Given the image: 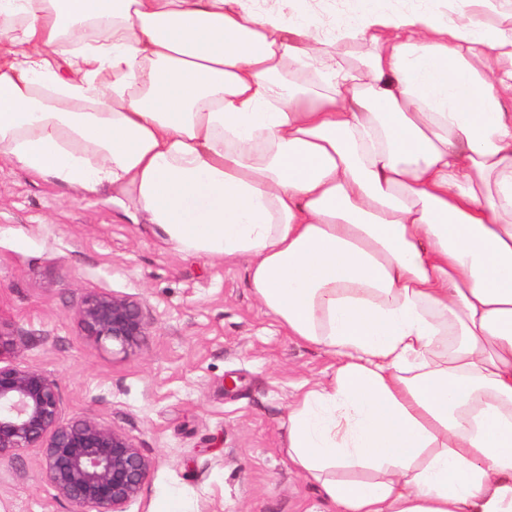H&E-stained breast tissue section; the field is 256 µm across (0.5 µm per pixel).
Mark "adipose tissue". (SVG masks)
<instances>
[{
  "instance_id": "obj_1",
  "label": "adipose tissue",
  "mask_w": 512,
  "mask_h": 512,
  "mask_svg": "<svg viewBox=\"0 0 512 512\" xmlns=\"http://www.w3.org/2000/svg\"><path fill=\"white\" fill-rule=\"evenodd\" d=\"M1 158L247 259L322 512H512V0H0ZM317 14L335 22L351 20L357 9L355 0H316Z\"/></svg>"
}]
</instances>
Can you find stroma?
Segmentation results:
<instances>
[{"label":"stroma","instance_id":"1","mask_svg":"<svg viewBox=\"0 0 512 512\" xmlns=\"http://www.w3.org/2000/svg\"><path fill=\"white\" fill-rule=\"evenodd\" d=\"M93 293L141 301L138 347L84 335ZM0 364L58 382L65 418L123 432L151 462L127 512H321L288 455L300 387L328 380L327 349L288 336L247 279V261L187 255L105 201L0 161ZM0 512H71L38 449L0 460Z\"/></svg>","mask_w":512,"mask_h":512}]
</instances>
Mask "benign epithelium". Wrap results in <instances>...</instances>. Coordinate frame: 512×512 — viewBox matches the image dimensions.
I'll return each instance as SVG.
<instances>
[{"label": "benign epithelium", "mask_w": 512, "mask_h": 512, "mask_svg": "<svg viewBox=\"0 0 512 512\" xmlns=\"http://www.w3.org/2000/svg\"><path fill=\"white\" fill-rule=\"evenodd\" d=\"M82 330L127 351L148 329L141 302L90 294L78 312ZM36 448L57 496L74 512H127L151 461L122 432L88 417L65 419L58 383L32 369L0 366V459Z\"/></svg>", "instance_id": "benign-epithelium-1"}]
</instances>
